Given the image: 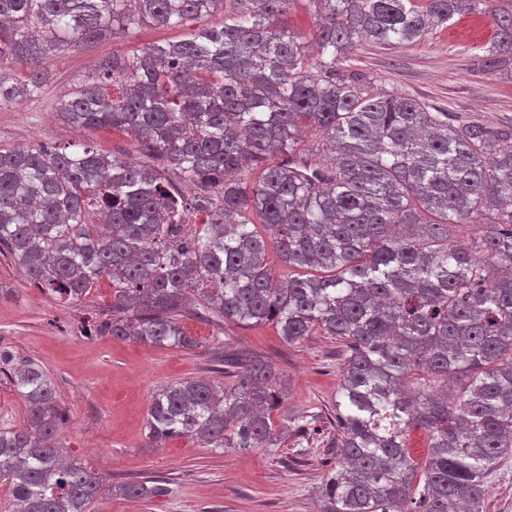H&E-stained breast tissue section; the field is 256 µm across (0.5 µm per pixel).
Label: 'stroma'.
<instances>
[{
  "mask_svg": "<svg viewBox=\"0 0 512 512\" xmlns=\"http://www.w3.org/2000/svg\"><path fill=\"white\" fill-rule=\"evenodd\" d=\"M184 34L181 28L134 25L119 38L57 53L47 63L52 79L39 101L0 109V148L80 142L106 151L131 148L123 132L60 124L53 104L111 55ZM495 35L492 18L479 9L400 48L360 41L353 63L375 92H397L464 120L508 121L512 69L486 71L480 64ZM0 282L12 290L0 298V345L38 360L53 377L68 412L60 432L68 453L112 483L156 478L170 488L169 495L147 501L106 495L93 512H324L323 481L340 445L332 400L344 355L336 338L316 335L289 345L272 325L222 327L195 317L182 320L200 342L195 350L86 336L82 327L110 301L108 281L67 305L0 256ZM233 355L263 357L283 373L285 406L291 415H311L306 430L288 426L274 448L224 451L188 437L149 447L144 424L152 393L189 377H212ZM483 512H512V456L497 463Z\"/></svg>",
  "mask_w": 512,
  "mask_h": 512,
  "instance_id": "1",
  "label": "stroma"
}]
</instances>
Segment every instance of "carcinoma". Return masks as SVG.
Returning a JSON list of instances; mask_svg holds the SVG:
<instances>
[{
	"label": "carcinoma",
	"mask_w": 512,
	"mask_h": 512,
	"mask_svg": "<svg viewBox=\"0 0 512 512\" xmlns=\"http://www.w3.org/2000/svg\"><path fill=\"white\" fill-rule=\"evenodd\" d=\"M483 2L307 0L313 56L280 23L295 0H0L1 109L40 97L51 56L116 38L125 21L190 27L112 56L55 103L68 125L129 134L138 158L0 148V254L64 302L109 280L99 336L194 350L182 318L208 314L273 323L289 345L342 340L325 512H482L487 477L512 454V126L377 94L352 51L363 39L413 44ZM491 18L489 69L512 62V10ZM9 60L26 63V79ZM248 165L253 180L238 177ZM476 222L475 246L453 241ZM271 247L300 273L275 279ZM0 373L26 406L22 424L0 429V512H90L105 491L163 492L108 485L67 455L68 413L38 361L0 346ZM222 374L155 390L149 446H276L281 373L248 358ZM450 376L466 379L451 401L437 392ZM414 428L430 433L423 464L407 446Z\"/></svg>",
	"instance_id": "obj_1"
}]
</instances>
